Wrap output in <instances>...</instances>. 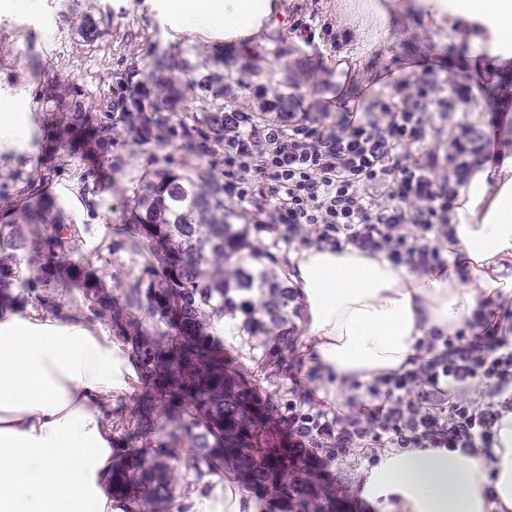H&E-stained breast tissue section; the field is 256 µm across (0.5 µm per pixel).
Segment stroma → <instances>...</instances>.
I'll use <instances>...</instances> for the list:
<instances>
[{
  "instance_id": "stroma-1",
  "label": "stroma",
  "mask_w": 512,
  "mask_h": 512,
  "mask_svg": "<svg viewBox=\"0 0 512 512\" xmlns=\"http://www.w3.org/2000/svg\"><path fill=\"white\" fill-rule=\"evenodd\" d=\"M277 10L255 39L263 57L255 71L239 72L237 102L257 109L262 102L283 97L315 113L335 110L337 98L357 100L374 89L377 73L398 74L414 61L437 55L456 58L460 42L449 38L424 12L393 15L388 33L368 42L369 17L360 0H275ZM91 16L97 35L85 41L81 19ZM310 25V32L293 30L295 20ZM167 52L191 60L216 56L239 58L244 49L177 31L163 0H37L26 8L17 0H0V98L25 92L36 133L29 156L0 155V212L19 199L23 189L39 183L47 160L58 171L47 187L64 224L76 226L70 261L88 265L91 273L120 296V283L145 279V259L135 253L129 234L121 231L125 205L153 167H210L212 156L191 154L175 136L177 118H170L147 143L138 144L129 122L123 121L125 98L138 85L154 53ZM72 97L92 112L98 124L110 127L107 151L78 160L54 147L58 96ZM234 223L247 226L250 241L264 246L276 273H290L289 257L300 251V241L285 243L282 231L257 230L253 216L236 212ZM289 343L283 371L259 377L258 395L277 393L288 399L301 387H317L322 373L313 365L303 319H296L289 336L271 332L263 348L250 349L236 339L238 366L256 369L264 351ZM373 449L354 452L346 460L326 465L335 493L336 512H366L351 493L360 470L370 462Z\"/></svg>"
}]
</instances>
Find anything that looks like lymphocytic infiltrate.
Segmentation results:
<instances>
[{
	"mask_svg": "<svg viewBox=\"0 0 512 512\" xmlns=\"http://www.w3.org/2000/svg\"><path fill=\"white\" fill-rule=\"evenodd\" d=\"M445 68L442 61L424 65L414 80H397L333 126L298 108L263 122L249 112L225 113V198L309 245H351L396 264L445 267L459 188L496 163L506 144L503 112L490 106L472 120V85L439 79ZM445 120L457 134L432 148L429 136ZM509 322L511 308L480 307L454 335L433 332L428 359L376 378L367 388L370 403L352 398L333 411L289 400L291 447L308 463L355 448L472 454L494 447V426L512 409Z\"/></svg>",
	"mask_w": 512,
	"mask_h": 512,
	"instance_id": "lymphocytic-infiltrate-1",
	"label": "lymphocytic infiltrate"
}]
</instances>
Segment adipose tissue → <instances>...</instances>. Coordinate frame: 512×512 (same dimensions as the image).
Here are the masks:
<instances>
[{"label": "adipose tissue", "mask_w": 512, "mask_h": 512, "mask_svg": "<svg viewBox=\"0 0 512 512\" xmlns=\"http://www.w3.org/2000/svg\"><path fill=\"white\" fill-rule=\"evenodd\" d=\"M185 35L253 38L273 0H167ZM424 9L456 39L512 69V0H386L364 8L377 28L390 11ZM32 134L24 103H0V151L24 150ZM452 216L450 265L436 273L349 246L295 253L293 281L305 305L316 365L332 390L354 391L408 367L433 331L451 335L480 302L512 300V155L461 187ZM136 373L128 351L98 326L0 310V512H126L112 495V425L106 410ZM496 445L471 455L446 448H390L366 464L356 499L374 512H512V411ZM202 512H257L232 478H207Z\"/></svg>", "instance_id": "1"}]
</instances>
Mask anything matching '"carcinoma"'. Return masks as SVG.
I'll use <instances>...</instances> for the list:
<instances>
[{"instance_id":"obj_1","label":"carcinoma","mask_w":512,"mask_h":512,"mask_svg":"<svg viewBox=\"0 0 512 512\" xmlns=\"http://www.w3.org/2000/svg\"><path fill=\"white\" fill-rule=\"evenodd\" d=\"M205 73L180 86L174 69ZM233 76L224 74V60L172 64L169 55L154 58L146 77L148 87L131 97L126 111L142 119L147 113L182 111L187 94L201 100V116L179 119L188 149L195 137L211 146H224V103ZM86 139L68 145L73 156L112 144V129L89 124L80 102L61 112L59 140L80 130ZM54 202L33 186L27 196L0 216V305L14 300V283L33 294L35 303L55 313L58 296L69 282L83 277L69 263L72 235L69 225H55ZM224 187L209 170L149 169L141 187L127 205L124 230L134 234L135 252L151 271L148 283L123 285L121 301L91 281L86 297L103 317L118 319L138 310L157 319V338H147L142 324L129 320L120 338L139 369L141 394L128 420L129 437L143 456L154 446L159 420L170 427L161 458L125 463L120 449L112 466V489L131 507L130 512H185L175 501L176 471L198 483L223 461L233 462L244 482L271 496L280 512H332L333 496L292 449L282 428L281 399L275 395L256 401L247 378L236 368L224 339L213 332V322L225 316L235 320L238 335L266 336L289 320L293 300L288 280L268 270L263 254L247 249L245 233L228 221ZM39 258L23 272L21 262ZM261 299L254 300V295Z\"/></svg>"}]
</instances>
